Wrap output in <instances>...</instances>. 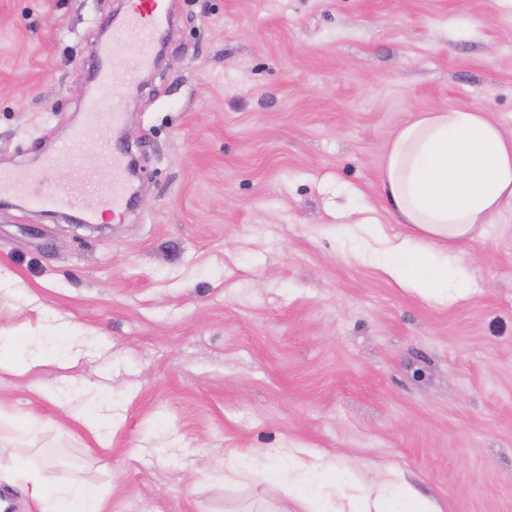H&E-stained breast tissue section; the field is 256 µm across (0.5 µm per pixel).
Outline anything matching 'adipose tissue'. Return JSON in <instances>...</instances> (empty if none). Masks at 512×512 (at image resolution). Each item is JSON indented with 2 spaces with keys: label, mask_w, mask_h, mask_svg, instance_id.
I'll use <instances>...</instances> for the list:
<instances>
[{
  "label": "adipose tissue",
  "mask_w": 512,
  "mask_h": 512,
  "mask_svg": "<svg viewBox=\"0 0 512 512\" xmlns=\"http://www.w3.org/2000/svg\"><path fill=\"white\" fill-rule=\"evenodd\" d=\"M382 192L398 223L418 234L387 236L376 230L381 267L400 287L424 299H441L470 285L457 246L482 235L486 224L512 210V135L488 120L482 109L426 112L402 125L388 141L382 161ZM46 357L22 336H0V367L27 372ZM14 474L24 481L38 512H105L103 497L75 480L51 488L40 468L14 456ZM227 468L275 476L295 494L318 495L322 512H335L326 492L336 474L331 457L303 463L297 450L255 448L231 454Z\"/></svg>",
  "instance_id": "obj_1"
}]
</instances>
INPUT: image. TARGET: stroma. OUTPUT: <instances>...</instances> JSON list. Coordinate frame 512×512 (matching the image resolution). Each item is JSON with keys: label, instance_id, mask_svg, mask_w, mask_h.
<instances>
[{"label": "stroma", "instance_id": "1", "mask_svg": "<svg viewBox=\"0 0 512 512\" xmlns=\"http://www.w3.org/2000/svg\"><path fill=\"white\" fill-rule=\"evenodd\" d=\"M123 8L0 0V168L55 193L98 167L72 135ZM170 12L162 61L121 89L108 134L140 166L123 222L73 225L106 211L96 195L0 199V331L53 358L0 370V434L108 512H305L276 483L222 476L230 452L293 447L335 457L347 495L382 482L437 512H512V215L462 244L474 285L454 303L360 255L361 206L412 232L380 187L399 126L478 107L512 134V0Z\"/></svg>", "mask_w": 512, "mask_h": 512}]
</instances>
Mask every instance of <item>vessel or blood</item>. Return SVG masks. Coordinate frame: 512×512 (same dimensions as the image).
Instances as JSON below:
<instances>
[{"label": "vessel or blood", "instance_id": "b4317fda", "mask_svg": "<svg viewBox=\"0 0 512 512\" xmlns=\"http://www.w3.org/2000/svg\"><path fill=\"white\" fill-rule=\"evenodd\" d=\"M169 23L167 0H126L124 15L112 23V38L102 43L96 57L97 85L87 105V120L74 138L81 144L98 147L101 163L96 170L75 169L66 195L97 194L107 200L113 215H121L131 194L125 179L127 167L122 150L104 144L108 128H120L124 114L116 100L122 86L133 84L141 72L154 62V43ZM122 44L134 45L133 55L118 60L115 49ZM112 102L108 116H101L105 102ZM0 196L23 199L42 208L58 206L64 195L34 193L30 179L22 172L0 169Z\"/></svg>", "mask_w": 512, "mask_h": 512}]
</instances>
